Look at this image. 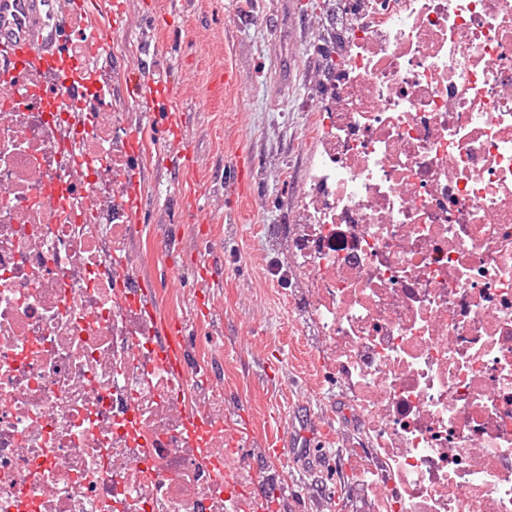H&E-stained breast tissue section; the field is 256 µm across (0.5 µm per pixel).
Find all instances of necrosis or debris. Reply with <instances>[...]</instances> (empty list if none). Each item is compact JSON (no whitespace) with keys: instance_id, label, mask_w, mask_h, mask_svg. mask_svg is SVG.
Segmentation results:
<instances>
[{"instance_id":"1","label":"necrosis or debris","mask_w":512,"mask_h":512,"mask_svg":"<svg viewBox=\"0 0 512 512\" xmlns=\"http://www.w3.org/2000/svg\"><path fill=\"white\" fill-rule=\"evenodd\" d=\"M335 29L289 250L363 428L345 508L512 512V0H343ZM70 60L0 104V512H259L223 359L159 351L112 85Z\"/></svg>"}]
</instances>
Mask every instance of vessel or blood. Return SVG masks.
<instances>
[{
  "label": "vessel or blood",
  "instance_id": "b4317fda",
  "mask_svg": "<svg viewBox=\"0 0 512 512\" xmlns=\"http://www.w3.org/2000/svg\"><path fill=\"white\" fill-rule=\"evenodd\" d=\"M124 12L123 0H68L62 9L57 0H0V96L20 106L26 103V87L19 79L24 70L37 72L46 87H56L70 66L64 46L73 25H80L84 34L89 63H98L107 42L98 15H106L117 26ZM163 84L162 75L150 66L129 70L125 82L129 96L146 101ZM192 157L191 147L178 142L163 154L180 178V222L202 224L206 216L197 205L200 191L190 177ZM138 181V176H131L124 188L129 197L127 216L135 223L140 222L144 208Z\"/></svg>",
  "mask_w": 512,
  "mask_h": 512
}]
</instances>
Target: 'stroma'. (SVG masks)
I'll return each instance as SVG.
<instances>
[{
  "label": "stroma",
  "mask_w": 512,
  "mask_h": 512,
  "mask_svg": "<svg viewBox=\"0 0 512 512\" xmlns=\"http://www.w3.org/2000/svg\"><path fill=\"white\" fill-rule=\"evenodd\" d=\"M125 3L123 23L110 37L114 49H132L133 62H151L176 87L174 97L157 94L150 107L114 94L124 125H141L150 144L137 163L142 228L128 243L141 258L136 273L152 287L159 325L182 321L188 347L203 338L210 353H222L224 415L251 445L254 495L264 493L282 461L288 488L276 512H343L354 470L346 460L331 468L325 459L302 455L308 438L298 418L310 412L311 428L325 430L330 453L354 445L359 429L343 414L336 370L310 331L306 307L293 303L304 283L288 252L316 150L320 97L331 91L323 73L335 63L336 49L322 23L334 0ZM152 43L162 53L149 56ZM184 112L190 118L183 123ZM175 139L193 148L207 225L177 221V183L160 160ZM243 152L254 176L249 191L234 198L228 177ZM206 238L220 246L221 258L204 289L192 257ZM201 299L215 310V321L196 319ZM275 414L291 444L278 460L260 451Z\"/></svg>",
  "instance_id": "35a3bbf8"
}]
</instances>
